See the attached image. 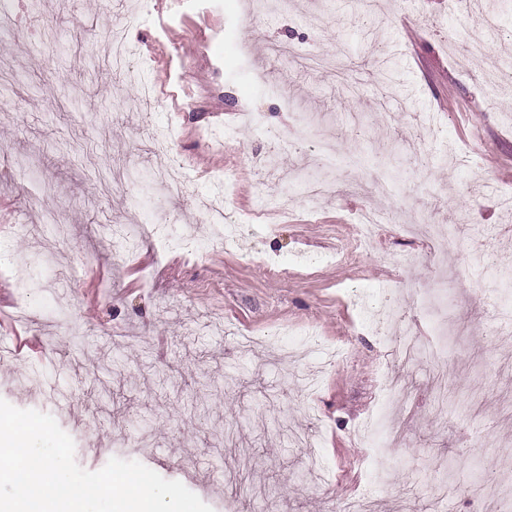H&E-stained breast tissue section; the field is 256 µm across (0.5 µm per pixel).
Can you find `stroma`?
<instances>
[{
	"label": "stroma",
	"instance_id": "stroma-1",
	"mask_svg": "<svg viewBox=\"0 0 512 512\" xmlns=\"http://www.w3.org/2000/svg\"><path fill=\"white\" fill-rule=\"evenodd\" d=\"M245 2L183 0L174 15L151 0L129 33L149 64L144 101L136 79L89 54L107 50L113 18L135 0H0V66L15 73L0 84L12 104L0 112V161L24 164L0 172V241L12 254L0 263V399L52 415L81 468L139 461L212 512L237 491L252 495V512H339L364 493L376 512H496L473 485L493 469L512 487V327L492 316L512 315V281L491 276L512 269L500 204L512 190V75L487 81L512 62V0H484L496 13L488 35L448 0H374L372 14L363 0H267L250 21ZM481 35L490 51L457 66L455 52ZM187 97L196 111H182ZM243 112L285 137L311 123L315 141L263 177L276 189L285 174L327 172L336 191L318 209L292 189L287 209L253 217L247 161L269 146L239 126ZM163 126L165 154L152 137ZM205 127L238 134L212 148L197 138ZM323 138L356 167L324 168ZM127 163L136 182L113 188ZM161 163L198 178L169 196L154 178ZM212 172L228 175L229 207L248 220L241 247L224 248L206 221ZM380 177L392 197L373 192ZM35 192L44 207L30 204ZM365 210L399 220L379 225L351 265L341 255ZM168 222L199 253L103 241L117 224ZM413 222L454 239L447 282L432 275L429 241L404 232ZM403 310L408 334L448 349V426L434 423L422 363L404 369L415 404L384 412L400 444L371 449L353 431L380 404L384 374L402 369L371 322ZM339 345L348 357L325 363ZM284 421L312 437L319 468ZM443 456L461 468L437 504L431 462Z\"/></svg>",
	"mask_w": 512,
	"mask_h": 512
}]
</instances>
